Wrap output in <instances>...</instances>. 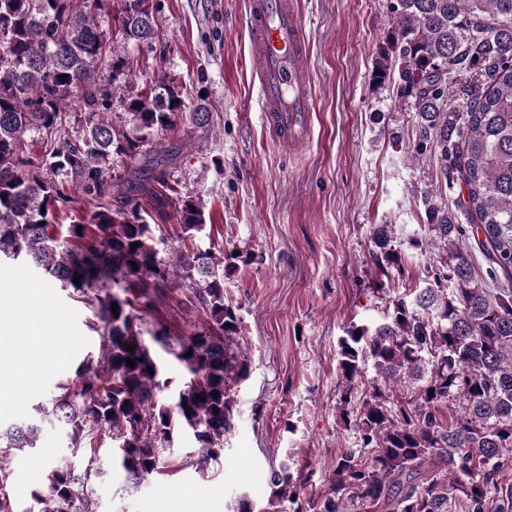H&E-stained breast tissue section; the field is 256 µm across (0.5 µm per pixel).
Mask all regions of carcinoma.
Listing matches in <instances>:
<instances>
[{"mask_svg":"<svg viewBox=\"0 0 512 512\" xmlns=\"http://www.w3.org/2000/svg\"><path fill=\"white\" fill-rule=\"evenodd\" d=\"M100 2L0 0V263L22 261L73 290L100 338L98 352L56 384L35 416L0 427V464L35 448L45 422L64 430L67 450L46 463L28 507L0 488V512H100L95 487L111 471L136 489L182 438L198 464L218 461L234 429L230 383L248 372L233 349L240 320L224 301V271L241 255L196 245L203 207L180 193L158 143L186 110L178 86L160 72L146 91L124 95L131 131L104 117L110 99L96 68L111 57L112 86L127 87V46L153 43L154 7L121 0L119 48L95 23ZM389 8L373 76L411 101L420 128L413 151L439 164L421 203L441 255L426 268L427 287L392 298L380 321L352 325L339 340L343 416L367 365L376 380L354 421L361 449L341 455L317 512H512V481L501 478L512 469V0H390ZM464 74L467 105L456 112L448 85ZM70 102L87 111L75 139L62 134ZM28 134L46 137L45 163L25 156ZM150 154L158 159L143 186L128 175ZM457 180L465 192L450 201ZM70 183L96 206L82 229L70 224L59 238L49 228L71 201ZM171 215L184 234L179 250L149 224ZM373 236L377 260L399 267L395 225ZM474 245L488 257L486 279L509 287L476 279ZM179 281L190 283L209 321L175 336L155 312ZM162 352L180 367L179 383L163 376ZM402 380L420 383L417 394L394 400L388 385ZM453 397L466 404L442 427L436 407ZM104 437L110 469L100 457ZM269 483L268 507L243 496L236 512H273L292 499L288 460Z\"/></svg>","mask_w":512,"mask_h":512,"instance_id":"cac0c4a2","label":"carcinoma"}]
</instances>
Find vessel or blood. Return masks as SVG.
<instances>
[{"label":"vessel or blood","mask_w":512,"mask_h":512,"mask_svg":"<svg viewBox=\"0 0 512 512\" xmlns=\"http://www.w3.org/2000/svg\"><path fill=\"white\" fill-rule=\"evenodd\" d=\"M246 26L261 119L279 142L304 148L312 134L313 92L295 0H248Z\"/></svg>","instance_id":"b4317fda"}]
</instances>
